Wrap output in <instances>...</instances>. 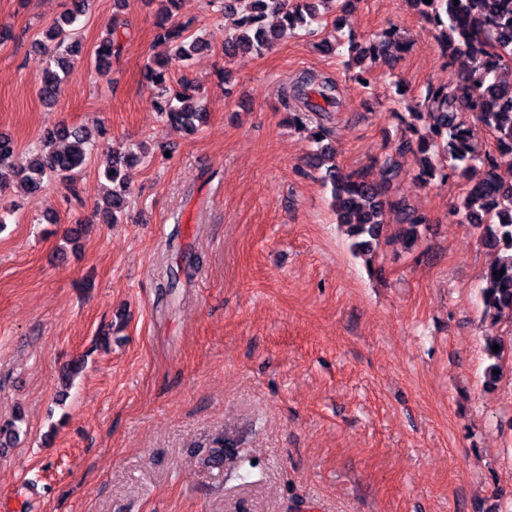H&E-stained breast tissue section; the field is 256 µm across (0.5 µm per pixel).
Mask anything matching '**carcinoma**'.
<instances>
[{
	"label": "carcinoma",
	"mask_w": 512,
	"mask_h": 512,
	"mask_svg": "<svg viewBox=\"0 0 512 512\" xmlns=\"http://www.w3.org/2000/svg\"><path fill=\"white\" fill-rule=\"evenodd\" d=\"M327 0H224V12L239 15L238 28L224 42V57L239 54H258L274 41L299 31L315 32L312 25H322L318 5ZM434 28L445 65L451 71L448 85L430 89L408 117L402 118L414 138L398 144V151H410L418 161L416 181L429 185L444 181L448 174L468 180L466 195L456 206L461 222L473 227L483 246L493 251L495 261L484 272L481 291L483 316L496 323L503 317L512 318V182L504 181L497 173V158L491 153L483 156L477 151V127L489 131L495 150L512 158V83L502 73L512 71V0H410ZM88 6V0H70L68 7L45 31L50 43L51 66L41 77L38 94L42 101L53 105L62 93L63 78L77 59V32L73 26ZM279 17L278 29L265 28V17ZM118 17H113L106 34L94 50L95 67L107 72L112 59L123 52ZM163 39L174 44L172 55L154 58L143 68L148 86L156 90L155 106L163 120L171 125L193 130L201 119V108L193 95L168 94L167 74L172 64L189 60L199 49V43L189 41L187 26L173 20L172 11L164 9L158 21ZM397 29L391 28L366 46L350 43V53L356 61L365 57L387 58L398 50ZM285 102L294 105L292 122L301 127L305 122L316 123L317 150L310 157L311 165L325 168L323 180L331 184L336 220L347 235L352 253L369 254L376 249L388 227L387 214L393 215L394 238L407 249L418 247L422 230L427 227L424 215L408 208L402 198L389 193L399 187L402 170L391 158L381 167L380 180L373 181L363 170L345 171L335 160V151L326 143L329 130L324 126L339 103L336 81L313 71H303L283 88ZM103 135L99 127L59 126L43 134L41 146L31 154L18 152L15 143L0 136V191L13 180L23 186L27 196L37 198L45 184L57 180L72 196H77L76 183L86 164L96 138ZM137 159L129 151L112 155V163L104 170L112 191L103 206L98 208L103 220L116 224L123 211L129 187L121 167ZM494 359L485 371V383L493 385L499 379L505 348L493 351ZM21 417L0 422V446H8L19 436L17 422ZM215 450L208 462L219 465L236 459L239 452L234 444L220 436L212 441Z\"/></svg>",
	"instance_id": "1"
}]
</instances>
